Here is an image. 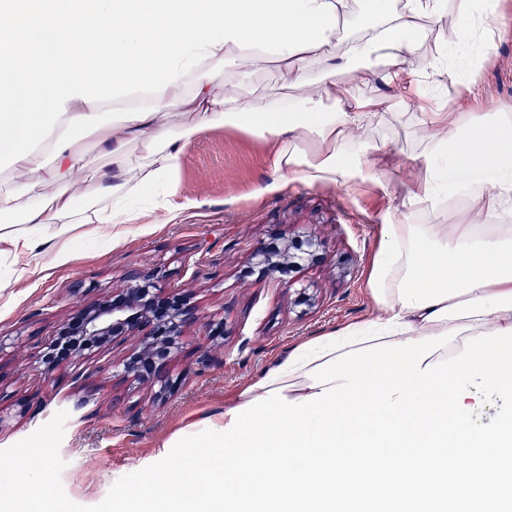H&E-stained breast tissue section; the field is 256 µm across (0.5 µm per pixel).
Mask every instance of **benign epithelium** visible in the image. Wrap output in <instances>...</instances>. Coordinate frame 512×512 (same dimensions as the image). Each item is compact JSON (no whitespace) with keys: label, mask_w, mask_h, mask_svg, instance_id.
<instances>
[{"label":"benign epithelium","mask_w":512,"mask_h":512,"mask_svg":"<svg viewBox=\"0 0 512 512\" xmlns=\"http://www.w3.org/2000/svg\"><path fill=\"white\" fill-rule=\"evenodd\" d=\"M256 255L261 275L280 279L282 250L261 245ZM200 320L191 295L164 286L154 270L133 267L112 294L77 306L58 335L83 336L109 345L123 336H139V350L123 361V372L154 382L162 378L172 354L181 347L185 329Z\"/></svg>","instance_id":"obj_1"}]
</instances>
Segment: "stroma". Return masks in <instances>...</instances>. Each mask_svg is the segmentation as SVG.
<instances>
[{
	"label": "stroma",
	"instance_id": "1",
	"mask_svg": "<svg viewBox=\"0 0 512 512\" xmlns=\"http://www.w3.org/2000/svg\"><path fill=\"white\" fill-rule=\"evenodd\" d=\"M499 10L504 22L487 49L499 64L483 70L482 88L487 98L512 102V0H499ZM223 93L278 97L281 74L272 65L245 78L232 68ZM419 121L418 110H387L354 132L383 160L379 186L354 197L297 178L264 192L276 178L272 145L237 129L210 131L191 140L177 174L179 195L198 198L199 208L170 221L155 213L119 238L105 229L78 239L68 262L0 288V486L11 490L0 497V512H16L36 481L55 512H112L120 484L156 490L145 462L161 441L223 410L300 341L372 319L367 270L383 213L416 174ZM310 233L327 261L289 273L284 283L253 270L260 244ZM133 266L161 269L166 285L191 291L203 314L223 318V335L208 336L200 322L187 328L165 373L175 389L161 402L157 384L121 371L139 347L134 338L110 350L94 345L64 370L42 374L40 362L75 305L110 294ZM31 401L41 403L39 413L28 412ZM37 458L45 470L34 471Z\"/></svg>",
	"mask_w": 512,
	"mask_h": 512
}]
</instances>
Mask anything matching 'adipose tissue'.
I'll list each match as a JSON object with an SVG mask.
<instances>
[{
	"label": "adipose tissue",
	"instance_id": "adipose-tissue-1",
	"mask_svg": "<svg viewBox=\"0 0 512 512\" xmlns=\"http://www.w3.org/2000/svg\"><path fill=\"white\" fill-rule=\"evenodd\" d=\"M497 21L496 0H0V170L14 173L0 263L14 281L35 259L65 263L75 228L136 223L141 198L172 218L199 207L175 175L218 128L273 142L280 179L358 194L377 167L352 130L419 107L421 83L479 96V66L451 56L482 49ZM273 62L289 94L218 95L228 67ZM360 69L369 93L337 104V76ZM107 103L123 104L117 120ZM419 137L418 178L369 265L377 318L296 344L177 430L164 445L185 476L136 501L117 490L113 512H512V102L423 113ZM456 198L458 223H438Z\"/></svg>",
	"mask_w": 512,
	"mask_h": 512
}]
</instances>
